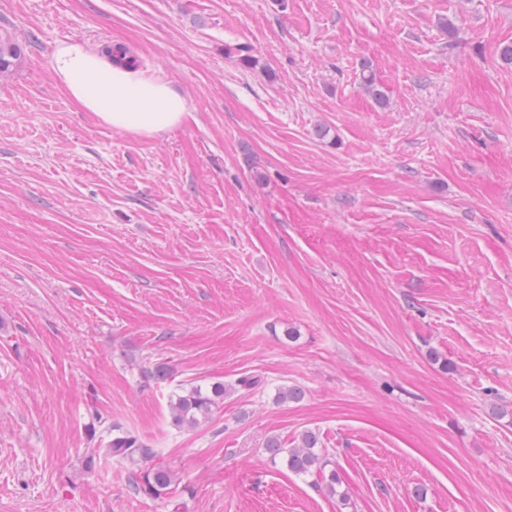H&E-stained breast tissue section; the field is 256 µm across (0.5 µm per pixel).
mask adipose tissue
<instances>
[{
  "instance_id": "obj_1",
  "label": "adipose tissue",
  "mask_w": 512,
  "mask_h": 512,
  "mask_svg": "<svg viewBox=\"0 0 512 512\" xmlns=\"http://www.w3.org/2000/svg\"><path fill=\"white\" fill-rule=\"evenodd\" d=\"M50 65L69 98L113 128L154 135L182 125L190 114L186 96L167 79L85 41L57 42Z\"/></svg>"
}]
</instances>
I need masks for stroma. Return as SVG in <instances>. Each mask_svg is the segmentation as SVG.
I'll return each instance as SVG.
<instances>
[{
  "mask_svg": "<svg viewBox=\"0 0 512 512\" xmlns=\"http://www.w3.org/2000/svg\"><path fill=\"white\" fill-rule=\"evenodd\" d=\"M1 31L0 512H512V0H0ZM67 39L190 116L102 124ZM106 423L153 456L89 464ZM308 429L335 492L265 451ZM50 65L69 98L112 128L154 135L182 125L190 114L186 96L167 79L83 40L57 42ZM224 382H213L207 387L190 386L183 394L171 397L172 424L177 428H193L206 420L215 406L224 400ZM175 397V398H174ZM173 484V475L164 468H152L133 473L131 485L135 492L152 497L166 495Z\"/></svg>",
  "mask_w": 512,
  "mask_h": 512,
  "instance_id": "obj_1",
  "label": "stroma"
}]
</instances>
